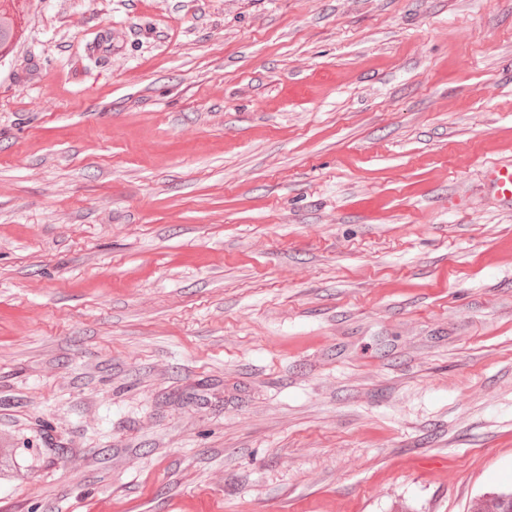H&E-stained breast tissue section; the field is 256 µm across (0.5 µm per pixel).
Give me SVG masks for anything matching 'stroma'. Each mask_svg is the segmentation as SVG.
Segmentation results:
<instances>
[{
	"mask_svg": "<svg viewBox=\"0 0 512 512\" xmlns=\"http://www.w3.org/2000/svg\"><path fill=\"white\" fill-rule=\"evenodd\" d=\"M0 512L512 491V0H13ZM489 185L498 197L512 205V167L496 166L489 171Z\"/></svg>",
	"mask_w": 512,
	"mask_h": 512,
	"instance_id": "stroma-1",
	"label": "stroma"
}]
</instances>
